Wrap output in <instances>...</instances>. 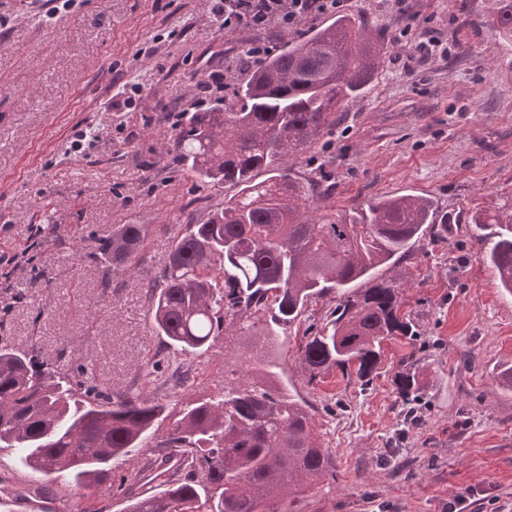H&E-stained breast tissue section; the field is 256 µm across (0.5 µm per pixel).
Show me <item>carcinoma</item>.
Returning <instances> with one entry per match:
<instances>
[{
    "instance_id": "carcinoma-1",
    "label": "carcinoma",
    "mask_w": 512,
    "mask_h": 512,
    "mask_svg": "<svg viewBox=\"0 0 512 512\" xmlns=\"http://www.w3.org/2000/svg\"><path fill=\"white\" fill-rule=\"evenodd\" d=\"M496 22L512 41V0H497ZM385 54L375 37L338 15L270 55L233 92L235 102L191 112L179 123L177 159L200 182L238 192L202 224L174 238L161 280L148 286L153 332L166 347L202 355L224 331L253 336L266 351L240 353L224 365V392L186 406L159 433L166 406L99 389L84 367H43L27 350L0 345V448H16L37 474L69 475L85 489L134 477L112 476V460L148 445L160 449L154 478L165 489L132 501L128 512H295L336 462L311 415L280 381L269 350L309 304L333 296L298 355L310 381L336 368L360 385L380 369L384 344L418 340L402 310L401 288L379 275L436 225L432 199L403 194L371 199L316 221L307 207L332 185L304 182L282 168L336 128L338 104L359 95ZM269 177L254 182L256 173ZM484 259L512 295V202L475 212ZM141 224H123L102 259L117 271L144 240ZM415 353L395 375L407 400L420 382Z\"/></svg>"
}]
</instances>
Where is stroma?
<instances>
[{"label": "stroma", "mask_w": 512, "mask_h": 512, "mask_svg": "<svg viewBox=\"0 0 512 512\" xmlns=\"http://www.w3.org/2000/svg\"><path fill=\"white\" fill-rule=\"evenodd\" d=\"M406 15L376 0L346 12L388 49L373 81L336 114V128L285 161L293 177L335 190L310 204L321 219L372 198L418 194L451 232H432L389 269L418 347L384 346L369 388L333 370L310 382L298 354L310 304L278 338L283 377L336 459L335 478L299 512H443L474 489L468 512H512V297L484 260L467 220L512 199V41L491 18L496 0H406ZM441 30L448 53L414 73L403 68L405 24ZM260 32L217 28L205 0H0V341L38 362L87 366L102 389L164 403L170 420L217 397L229 354L250 336L220 335L191 358L176 384L161 337L150 329L146 286L168 263L174 236L204 223L230 184L186 174L174 148L183 113L215 105L198 83L212 69L247 79ZM139 91H132V84ZM123 224L148 234L126 269L100 249ZM416 352L422 385L410 406L394 386L401 357ZM159 361L154 373L147 362ZM418 421L408 424L405 411ZM0 496L13 512H125L129 499L71 487L24 467L0 448Z\"/></svg>", "instance_id": "1"}]
</instances>
